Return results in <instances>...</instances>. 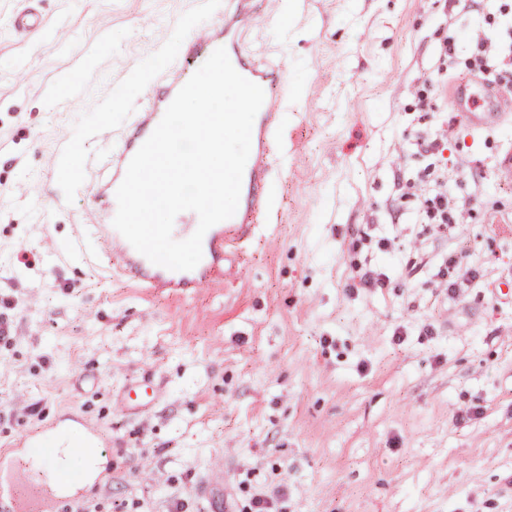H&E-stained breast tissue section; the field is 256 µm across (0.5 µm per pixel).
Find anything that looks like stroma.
I'll list each match as a JSON object with an SVG mask.
<instances>
[{"label": "stroma", "instance_id": "stroma-1", "mask_svg": "<svg viewBox=\"0 0 512 512\" xmlns=\"http://www.w3.org/2000/svg\"><path fill=\"white\" fill-rule=\"evenodd\" d=\"M26 5L0 0V449L90 420L112 479L67 477L91 512H206V483L226 512H512V123L473 131L438 70L446 45L512 44V0H262L244 44L286 69L271 220L190 294L112 270L92 195L159 57L177 65L225 0H37L42 29L19 35ZM420 135L464 204L451 235L398 194L430 162ZM449 252L477 272L453 293ZM367 260L385 287H357ZM151 380L156 401L121 407Z\"/></svg>", "mask_w": 512, "mask_h": 512}]
</instances>
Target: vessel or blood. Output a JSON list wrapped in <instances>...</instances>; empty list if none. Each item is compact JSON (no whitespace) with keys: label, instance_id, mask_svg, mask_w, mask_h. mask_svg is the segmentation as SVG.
<instances>
[{"label":"vessel or blood","instance_id":"1","mask_svg":"<svg viewBox=\"0 0 512 512\" xmlns=\"http://www.w3.org/2000/svg\"><path fill=\"white\" fill-rule=\"evenodd\" d=\"M253 2L236 0L235 11L224 15L223 27L186 42L180 50L181 69L170 72L164 90H157L151 83L146 85L145 96L149 105L139 113L133 136L112 153V178L99 191L107 207L102 224L96 227V233L104 243L114 248L121 271L139 287L187 292L203 286L223 271L227 246L236 241L249 240L256 220L269 212L275 191L271 158L282 124V114L275 106L274 88L282 74L255 62L242 45V28L261 18ZM220 47L226 49L232 65L243 77L262 87L264 102L253 123L251 150L243 173L236 213L205 233L202 259L194 269L173 271L153 264L114 228L112 221L117 212L116 189L124 178L130 160L155 130L167 107L184 85L185 68L191 67L199 54H210ZM22 446L42 449L43 454L37 458L35 465L44 478L41 483L28 485L26 476L15 464L18 450H1L0 512H51L56 505L77 499L81 491L80 484L57 476L58 471L68 465L71 449H99L101 462L95 471L97 481L106 480L112 473V453L107 449L105 440L97 428L73 412L62 413L44 432L24 439Z\"/></svg>","mask_w":512,"mask_h":512}]
</instances>
